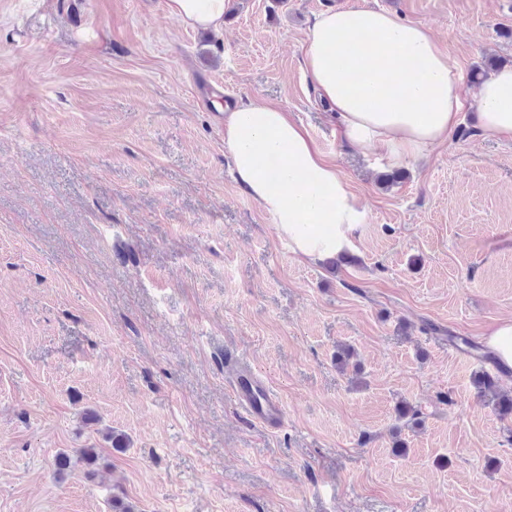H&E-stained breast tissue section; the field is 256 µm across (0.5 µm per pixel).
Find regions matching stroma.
Wrapping results in <instances>:
<instances>
[{
  "label": "stroma",
  "instance_id": "1",
  "mask_svg": "<svg viewBox=\"0 0 512 512\" xmlns=\"http://www.w3.org/2000/svg\"><path fill=\"white\" fill-rule=\"evenodd\" d=\"M349 6L428 28L465 92L512 66V0H230L218 33L165 0H0V512H512V416L461 344L512 317V140L465 107L382 185L302 70L313 16ZM249 101L360 198L341 262L294 260L235 181L218 116ZM228 349L279 428L238 406ZM224 361L233 370L232 391L245 413L267 429L278 426L283 408L269 386L251 365L242 363L231 351L224 352ZM498 377L497 371L496 374L483 371L476 376L474 383L481 397L492 402L500 414L509 416L512 414V393L500 388Z\"/></svg>",
  "mask_w": 512,
  "mask_h": 512
}]
</instances>
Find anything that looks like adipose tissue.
I'll use <instances>...</instances> for the list:
<instances>
[{
	"label": "adipose tissue",
	"mask_w": 512,
	"mask_h": 512,
	"mask_svg": "<svg viewBox=\"0 0 512 512\" xmlns=\"http://www.w3.org/2000/svg\"><path fill=\"white\" fill-rule=\"evenodd\" d=\"M227 2L166 0L165 6L184 25L219 31ZM302 69L349 145L394 165L421 159L447 140L467 101L428 29L380 9L317 14ZM472 99L486 136L512 137V67L493 73ZM224 144L236 181L271 216L293 255L317 263L351 246L361 202L300 122L281 108L243 103L224 114Z\"/></svg>",
	"instance_id": "obj_1"
}]
</instances>
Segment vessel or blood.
Masks as SVG:
<instances>
[{"label": "vessel or blood", "instance_id": "vessel-or-blood-1", "mask_svg": "<svg viewBox=\"0 0 512 512\" xmlns=\"http://www.w3.org/2000/svg\"><path fill=\"white\" fill-rule=\"evenodd\" d=\"M224 360L233 370L232 391L245 413L252 420L272 429L283 417L278 397L250 365L242 363L232 352H225Z\"/></svg>", "mask_w": 512, "mask_h": 512}]
</instances>
